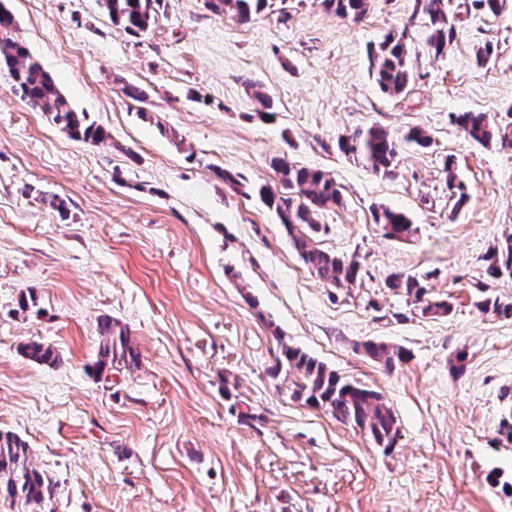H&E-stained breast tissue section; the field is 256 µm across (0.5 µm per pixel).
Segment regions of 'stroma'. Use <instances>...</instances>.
Wrapping results in <instances>:
<instances>
[{
  "label": "stroma",
  "instance_id": "1",
  "mask_svg": "<svg viewBox=\"0 0 512 512\" xmlns=\"http://www.w3.org/2000/svg\"><path fill=\"white\" fill-rule=\"evenodd\" d=\"M6 5L31 55L110 138L71 139L0 70V430L26 439L55 481L40 506L0 498V512H512V442L498 434L512 317L476 306L483 258L512 233V0L496 15L450 0L441 57L416 0H370L357 22L321 0H269L245 23L205 0H161L137 36L98 0ZM400 31L412 77L391 97L369 50ZM454 112L487 113L493 140H467ZM372 126L418 128L431 144L400 146L384 177L336 149ZM275 157L335 180L343 203L321 212L313 240L359 264L355 283L312 273L255 195L282 191ZM381 206L408 215L409 241L375 224ZM394 274L425 277L450 312L422 314L389 287ZM24 292L35 310L19 311ZM106 318L140 363L100 379ZM370 340L410 358L386 368L365 354ZM30 341L55 347L61 366L25 358ZM284 346L383 395L394 448L296 399L301 375L272 373Z\"/></svg>",
  "mask_w": 512,
  "mask_h": 512
}]
</instances>
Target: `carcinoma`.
Masks as SVG:
<instances>
[{
	"mask_svg": "<svg viewBox=\"0 0 512 512\" xmlns=\"http://www.w3.org/2000/svg\"><path fill=\"white\" fill-rule=\"evenodd\" d=\"M99 2L112 24L128 35L137 36L155 19L160 0ZM322 3L339 17L355 19L362 18L368 6V0H322ZM267 4L268 0H207L211 10L233 11L243 22L249 20L252 12L262 10ZM417 5L429 19V49L436 55L444 54L452 31L447 0H418ZM17 30L14 15L4 0H0V69L11 76L15 94L29 106L47 114L72 139L105 143L108 134L102 127L88 122L87 114L69 102L51 75L31 56ZM407 58L403 32L387 35L371 49V73L384 92L399 95L405 90L410 80ZM451 120L474 143L486 145L494 136V129L484 112H456L451 114ZM337 148L348 157L365 161L374 173L388 176L392 173L399 144L385 129L371 126L339 138ZM273 167L280 174L287 192L279 195L262 186L258 193L268 206L275 208L303 263L320 279L334 286L356 282L359 276L356 262L315 248L306 233L295 234L298 226L313 233L320 229L318 211L340 201L336 182L321 169L298 167L283 157L275 159ZM374 219L375 223L382 225L385 234L395 240L407 241L413 234V224L403 212L382 207L375 211ZM484 262L490 281L511 280L512 234L496 242L484 257ZM390 287L414 298L421 304L424 314L443 315L451 309L446 300H430V293L418 276L394 275L390 279ZM479 292L481 296L476 306L480 310L504 318L512 317L511 296L498 295L490 291L487 284ZM99 329L105 341L99 347L93 366L97 377L121 368L138 367L139 353L118 323L107 319ZM364 349L387 367L408 358V352L403 348L384 343L370 341L364 344ZM21 350L25 357L41 365L61 363L59 353L49 344L31 342L21 346ZM284 367L295 369L302 375L303 382L296 385L294 391L296 398L325 410L339 422L367 432L378 446L394 447L399 433L397 419L377 392L342 379L298 348L282 347L274 373H279ZM29 457L30 448L25 440L15 433L0 431V497L38 505L51 496L55 483L46 472L33 467Z\"/></svg>",
	"mask_w": 512,
	"mask_h": 512,
	"instance_id": "cac0c4a2",
	"label": "carcinoma"
}]
</instances>
